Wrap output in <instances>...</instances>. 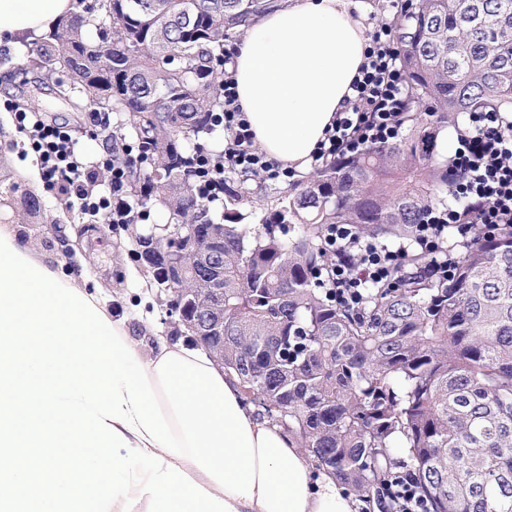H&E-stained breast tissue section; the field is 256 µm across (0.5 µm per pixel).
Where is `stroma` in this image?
Instances as JSON below:
<instances>
[{
  "label": "stroma",
  "instance_id": "1",
  "mask_svg": "<svg viewBox=\"0 0 512 512\" xmlns=\"http://www.w3.org/2000/svg\"><path fill=\"white\" fill-rule=\"evenodd\" d=\"M19 50L0 48V152L6 163L21 175L43 208L40 224L0 223V232L11 233L38 262L46 265L63 283L84 290L110 317L122 324L142 358L152 357L170 331L166 307L156 301L157 290L150 285L135 262L125 232L111 224H84L68 211L57 189L46 183L37 165V155L25 133L20 132L9 109L10 101L31 99L53 121L70 123L75 129L78 150L90 159L104 155V144L114 120L92 113L76 116L53 101L51 96L26 83L17 69ZM62 225L69 249L55 241L54 225Z\"/></svg>",
  "mask_w": 512,
  "mask_h": 512
}]
</instances>
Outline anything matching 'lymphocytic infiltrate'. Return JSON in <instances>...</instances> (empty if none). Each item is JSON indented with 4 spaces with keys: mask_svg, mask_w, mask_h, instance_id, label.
Listing matches in <instances>:
<instances>
[{
    "mask_svg": "<svg viewBox=\"0 0 512 512\" xmlns=\"http://www.w3.org/2000/svg\"><path fill=\"white\" fill-rule=\"evenodd\" d=\"M400 54L392 23L377 22L362 76L353 83L351 95L344 99L325 141L313 155V165L399 134L400 109L406 98ZM16 118L38 155L43 178L60 185L68 208L90 224L137 222L139 214L123 191L125 168L133 154L131 145L107 144L106 158L90 164L81 161L71 128L44 124L23 110ZM215 123L224 134L223 149L213 152L196 147L189 156L206 202L222 199L224 176L229 172L272 182L291 178L288 168L268 159L258 146L229 74L224 77V110ZM458 143L448 181L456 199L473 204L471 221L462 223L457 207L432 208L413 238L431 258L428 275L445 282L455 276L458 240L467 235L470 224L480 225L488 235L512 228V119L492 111L469 113ZM322 245L336 257L325 280L337 304L352 311L361 307L366 286H391L401 270L402 248L364 238L350 224L328 225ZM359 509L431 512V504L412 472L402 469L392 471L373 496L362 498Z\"/></svg>",
    "mask_w": 512,
    "mask_h": 512,
    "instance_id": "obj_1",
    "label": "lymphocytic infiltrate"
}]
</instances>
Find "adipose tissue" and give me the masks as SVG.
Listing matches in <instances>:
<instances>
[{
	"label": "adipose tissue",
	"instance_id": "ef3b65f1",
	"mask_svg": "<svg viewBox=\"0 0 512 512\" xmlns=\"http://www.w3.org/2000/svg\"><path fill=\"white\" fill-rule=\"evenodd\" d=\"M75 0H0V45ZM369 49L355 0H289L227 67L268 158L303 170ZM352 512L236 379L181 344L142 359L124 328L0 235V512Z\"/></svg>",
	"mask_w": 512,
	"mask_h": 512
}]
</instances>
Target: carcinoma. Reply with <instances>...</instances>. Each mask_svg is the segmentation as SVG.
<instances>
[{
	"instance_id": "cac0c4a2",
	"label": "carcinoma",
	"mask_w": 512,
	"mask_h": 512,
	"mask_svg": "<svg viewBox=\"0 0 512 512\" xmlns=\"http://www.w3.org/2000/svg\"><path fill=\"white\" fill-rule=\"evenodd\" d=\"M284 0H77V11L25 45L19 70L73 112L120 117L112 136L138 150L126 194L170 224L135 227L133 261L175 289L173 336L222 320L208 348L244 380L269 420L357 496L411 470L432 512H512V230L478 225L448 283L412 250L398 288H370L355 312L317 286L329 224L380 240L411 237L447 203L441 131L469 112L512 114V0H408L395 21L406 79L392 142L327 161L279 192L263 214L249 188L224 184L220 217L187 167L192 140L224 107V42ZM262 225L257 231L245 220ZM0 220L40 224L38 196L0 174ZM198 225L213 264L191 252L171 267L166 239ZM158 236L149 258L143 249Z\"/></svg>"
}]
</instances>
